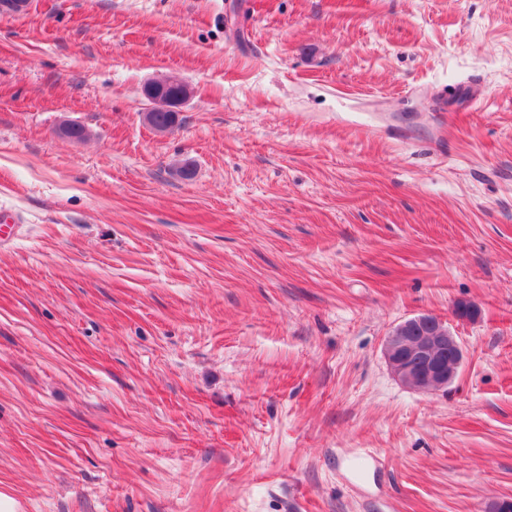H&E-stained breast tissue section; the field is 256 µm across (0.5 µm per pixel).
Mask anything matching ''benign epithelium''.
I'll list each match as a JSON object with an SVG mask.
<instances>
[{
    "mask_svg": "<svg viewBox=\"0 0 512 512\" xmlns=\"http://www.w3.org/2000/svg\"><path fill=\"white\" fill-rule=\"evenodd\" d=\"M384 355L400 382L432 393L447 387L456 376L463 351L446 323L425 314L396 326L386 338Z\"/></svg>",
    "mask_w": 512,
    "mask_h": 512,
    "instance_id": "1",
    "label": "benign epithelium"
}]
</instances>
